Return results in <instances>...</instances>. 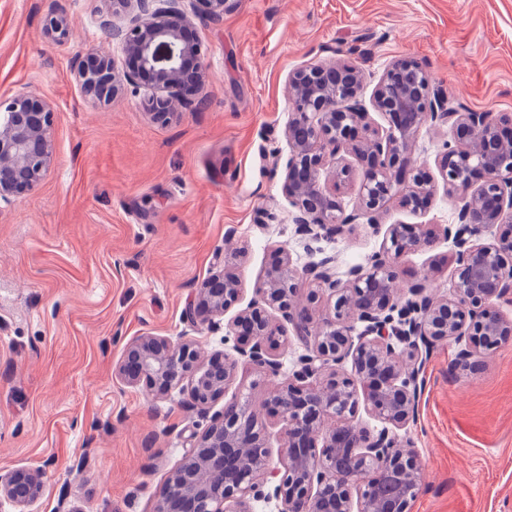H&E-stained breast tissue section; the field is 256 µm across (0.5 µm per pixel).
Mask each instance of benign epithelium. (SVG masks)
<instances>
[{
	"label": "benign epithelium",
	"mask_w": 512,
	"mask_h": 512,
	"mask_svg": "<svg viewBox=\"0 0 512 512\" xmlns=\"http://www.w3.org/2000/svg\"><path fill=\"white\" fill-rule=\"evenodd\" d=\"M101 21L132 60L118 71L104 56L87 52L74 60L85 94L108 103L126 84L149 74L148 106L165 122L204 101L207 67L201 44L186 38L193 19L219 22L235 0H110ZM69 23L53 15L46 34L66 36ZM363 75L355 66L319 62L288 77L292 105L285 137L291 153L284 190L296 210L295 224L307 240L345 235L360 218L380 229L379 215L393 199L422 209L437 186L413 168L411 146L426 125L454 130L438 158L445 192L458 202L457 223L438 231L425 224H390L367 265L336 276L335 259L324 256L301 268L280 250L254 298L228 325L233 354L201 351L192 332L220 328L224 314L241 297L237 273L243 253L235 248L197 289L185 313L190 331L174 341L146 333L129 340L114 373L127 386L151 396L175 387L188 391V407L209 419L192 434L191 448L168 477L155 512H251V502L275 503L279 512H410L421 488L415 451L399 431L413 418L419 375L440 342L458 346V363L472 371L502 341L512 337V320L500 304L512 301V133L508 119L491 112L448 111V96L435 86L426 66L394 61L372 94V107L387 118L381 132L359 100ZM53 109L43 98L17 92L0 100V198L31 189L52 159ZM345 150L362 169L359 201L346 212L338 198L350 169L337 161ZM452 241L458 280L445 296L426 281L400 287L402 259L431 247L439 236ZM305 283L315 286L300 297ZM333 301L332 314L315 318L320 296ZM278 315H273V312ZM303 350L288 379L281 380L279 350L285 324ZM224 337V340L231 339ZM243 361L270 386L263 406L281 422L278 464L264 434L255 429L251 394L233 399L234 411L211 412ZM383 423L375 432L359 413ZM44 472L20 467L0 471V499L19 512L43 492Z\"/></svg>",
	"instance_id": "7a95c632"
}]
</instances>
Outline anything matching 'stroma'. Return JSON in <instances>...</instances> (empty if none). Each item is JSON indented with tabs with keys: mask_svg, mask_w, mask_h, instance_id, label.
<instances>
[{
	"mask_svg": "<svg viewBox=\"0 0 512 512\" xmlns=\"http://www.w3.org/2000/svg\"><path fill=\"white\" fill-rule=\"evenodd\" d=\"M110 7L0 0V99L26 90L54 107L46 175L0 199V470H44L33 512H55L62 496L81 512H154L206 420L181 389L154 400L116 378L125 343L179 338L228 247L245 251L247 301L275 249L309 262L273 166L290 151V73L354 65L367 106L387 67L409 58L427 66L450 107L512 115V0H237L223 21L192 30L211 76L204 104L165 123L148 115L145 86L99 104L75 77L79 53L123 63L101 26ZM57 13L70 36L54 42L45 24ZM450 136L424 126L415 165L436 173ZM264 209L274 222L260 223ZM456 215V200L439 190L424 211L394 203L379 221L442 227ZM381 240L361 219L317 247L342 276ZM453 250L441 238L403 266L444 295L457 276ZM457 352L451 342L434 348L402 432L422 472L410 512H512V339L474 374L459 368Z\"/></svg>",
	"mask_w": 512,
	"mask_h": 512,
	"instance_id": "1",
	"label": "stroma"
}]
</instances>
